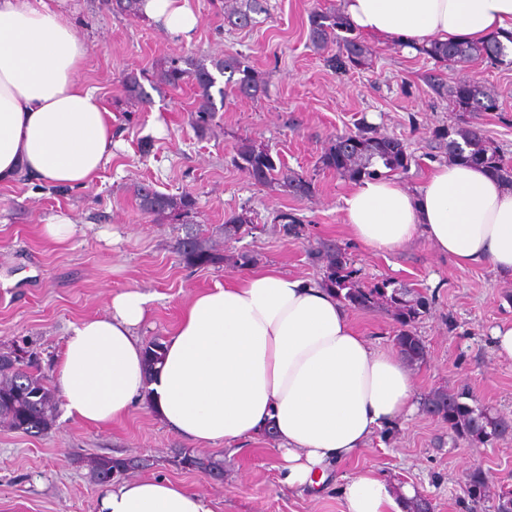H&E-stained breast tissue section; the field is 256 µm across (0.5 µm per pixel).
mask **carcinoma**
Here are the masks:
<instances>
[{"label": "carcinoma", "mask_w": 512, "mask_h": 512, "mask_svg": "<svg viewBox=\"0 0 512 512\" xmlns=\"http://www.w3.org/2000/svg\"><path fill=\"white\" fill-rule=\"evenodd\" d=\"M142 0H112V11L118 15L141 14ZM265 12L264 0H240V3L224 11L227 25L244 29L257 23V15ZM308 40L317 51L331 44L338 51L326 57L327 66L338 74L361 70L371 65L372 54L365 42L356 34L343 13L336 9L314 10L308 18ZM424 55L449 67L486 60L496 65H511L509 46L495 37L482 43L432 42L418 49ZM215 69L229 74L234 80L236 93L244 98L255 99L266 93V84L240 55H227L213 62ZM154 77L174 89L191 84L198 97V104L191 115L196 134L203 138L210 134L215 118L216 104L211 89L215 77L203 62H193L181 57H169L161 61ZM143 73L128 72L123 77L126 99L145 102L147 94L142 83ZM433 92L449 100L453 110L459 112V120L452 125H438L432 131L434 148L452 162L474 164L489 170L500 182L512 190V165L501 154L500 147L489 138L478 116L495 109L494 97L472 85L466 95L457 92L454 83L432 82ZM237 164L248 173L256 185L278 181L289 194L308 197L314 189L311 177L299 173L274 160L269 150L256 142L245 140L237 149ZM317 164L323 170H332L341 177L360 182L388 173H406L411 165V155L403 141L397 137L380 134L371 124L361 123L355 130L337 134L321 153ZM140 209L151 215L166 217L172 221H185L196 210L197 201L189 191L179 194L159 192L146 184L135 189ZM278 232L284 237L298 238L303 235V223L293 213L280 211L274 217ZM253 223L250 210L243 209L229 217L226 231L238 232ZM175 253L189 267H208L224 262V255L205 246L194 234H187L175 243ZM312 260L323 264L320 285L334 293L348 308L358 310L382 309L397 325L395 341L402 356L410 363L425 359L426 350L416 334L417 323L430 310L429 299L418 289L383 280L370 287L359 284L345 249L326 247L323 252L312 254ZM164 343L158 339L144 346V373L152 378L162 365ZM464 394H452L444 389L436 390L424 401V409L448 422V429L469 440L487 443L506 432L508 421L483 407L463 401ZM57 411V399L48 387L38 362L18 356L0 360V424L26 435H42L51 429ZM177 464L188 471L218 474L221 462L187 451L176 457ZM132 461L112 456H99L92 464V475L100 485L112 483V475L122 477L134 468ZM469 498L474 502L485 499V476H470Z\"/></svg>", "instance_id": "cac0c4a2"}]
</instances>
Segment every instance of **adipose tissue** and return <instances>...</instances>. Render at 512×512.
I'll return each instance as SVG.
<instances>
[{
    "mask_svg": "<svg viewBox=\"0 0 512 512\" xmlns=\"http://www.w3.org/2000/svg\"><path fill=\"white\" fill-rule=\"evenodd\" d=\"M141 11L174 34L191 35L198 24L187 0H143ZM341 11L356 31L408 51L512 34V0H341ZM86 55L51 0H0V185L24 177L82 185L111 158L112 114L77 78ZM344 213L352 238L371 250L422 236L458 267L486 261L512 279V191L481 167L436 165L415 192L390 178L364 180ZM147 304L146 294L122 291L103 315L69 326L55 386L70 416L105 426L147 395L169 429L199 445L251 439L272 425L283 483L307 490L415 410L412 370L400 352L369 344L316 282L261 268L198 294L150 382L137 335ZM336 491L342 512H406L418 495L372 468ZM98 512L214 509L171 481L141 478L113 486Z\"/></svg>",
    "mask_w": 512,
    "mask_h": 512,
    "instance_id": "1",
    "label": "adipose tissue"
}]
</instances>
